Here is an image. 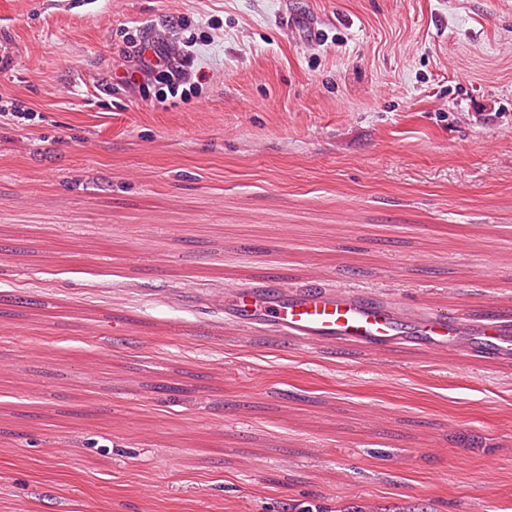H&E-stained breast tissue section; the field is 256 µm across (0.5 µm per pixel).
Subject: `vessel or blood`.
<instances>
[{
  "instance_id": "1",
  "label": "vessel or blood",
  "mask_w": 512,
  "mask_h": 512,
  "mask_svg": "<svg viewBox=\"0 0 512 512\" xmlns=\"http://www.w3.org/2000/svg\"><path fill=\"white\" fill-rule=\"evenodd\" d=\"M284 29L319 38L310 18L291 11ZM228 307L244 327L264 323L298 344L334 346L352 343L369 351H387L410 344L433 352L476 350L492 362L512 360V320L487 313L469 320L422 311L413 303H394L349 286L331 288L319 279L301 288L282 276L265 275L228 291Z\"/></svg>"
}]
</instances>
